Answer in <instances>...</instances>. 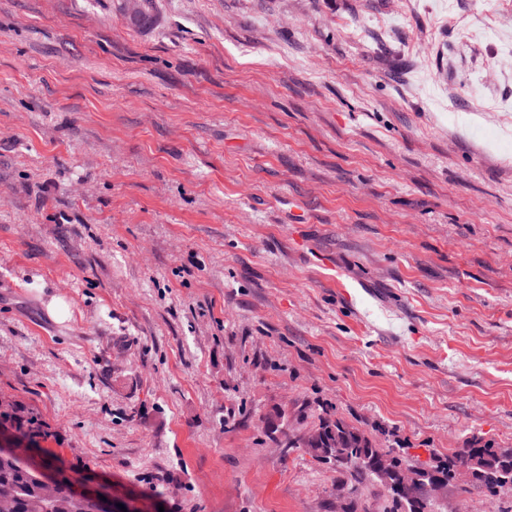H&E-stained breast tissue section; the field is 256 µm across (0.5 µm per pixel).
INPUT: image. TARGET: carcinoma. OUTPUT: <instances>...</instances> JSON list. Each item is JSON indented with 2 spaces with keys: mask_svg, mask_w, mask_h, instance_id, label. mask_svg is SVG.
Masks as SVG:
<instances>
[{
  "mask_svg": "<svg viewBox=\"0 0 512 512\" xmlns=\"http://www.w3.org/2000/svg\"><path fill=\"white\" fill-rule=\"evenodd\" d=\"M0 421L10 423V428L28 442L29 448L39 449V438L43 434L34 420L7 415ZM304 437L311 456L320 463H328L338 451L357 459L352 467L335 468L336 486L347 490L351 498L348 512H367L362 507L361 497L362 488L368 482L383 488L389 502L385 512H435L436 502L428 497L432 473L441 474L450 484L455 480V463L465 457L475 462L472 486L492 499L512 493V448H497L481 438L448 456H433L422 461L410 455L406 448L394 450L376 446L365 431L346 423L328 409L317 414ZM400 465L420 470V480L407 497L397 495L393 486L392 469ZM79 478L77 472L60 471L54 496L48 501L31 470L0 456V499L7 501L9 512H69L67 506L74 499L73 489Z\"/></svg>",
  "mask_w": 512,
  "mask_h": 512,
  "instance_id": "1",
  "label": "carcinoma"
}]
</instances>
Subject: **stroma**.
<instances>
[{
	"label": "stroma",
	"mask_w": 512,
	"mask_h": 512,
	"mask_svg": "<svg viewBox=\"0 0 512 512\" xmlns=\"http://www.w3.org/2000/svg\"><path fill=\"white\" fill-rule=\"evenodd\" d=\"M152 12L0 0V400L166 512H335L274 407L512 448V0Z\"/></svg>",
	"instance_id": "35a3bbf8"
}]
</instances>
